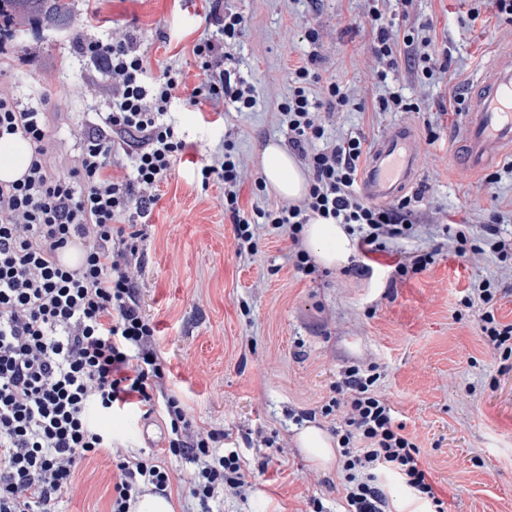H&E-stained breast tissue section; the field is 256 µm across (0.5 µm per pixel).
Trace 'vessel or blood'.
Returning <instances> with one entry per match:
<instances>
[{
    "instance_id": "obj_1",
    "label": "vessel or blood",
    "mask_w": 512,
    "mask_h": 512,
    "mask_svg": "<svg viewBox=\"0 0 512 512\" xmlns=\"http://www.w3.org/2000/svg\"><path fill=\"white\" fill-rule=\"evenodd\" d=\"M463 124L453 135V159L480 172L512 155V41L499 45L466 90ZM414 128L396 126L373 146L360 183L372 203L392 201L417 183L422 159Z\"/></svg>"
}]
</instances>
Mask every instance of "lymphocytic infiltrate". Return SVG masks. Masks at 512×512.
<instances>
[{"instance_id":"lymphocytic-infiltrate-1","label":"lymphocytic infiltrate","mask_w":512,"mask_h":512,"mask_svg":"<svg viewBox=\"0 0 512 512\" xmlns=\"http://www.w3.org/2000/svg\"><path fill=\"white\" fill-rule=\"evenodd\" d=\"M367 21L372 53L383 66L379 78L397 68L404 45L424 79L447 73V62L415 50L413 32H400L375 0ZM215 22L218 37L200 38L192 49L203 79L185 98L183 74L173 68L145 84L148 63L132 35L74 36L76 51L105 76L108 110L80 127L81 152L71 167L51 160L42 106L0 93V136H20L31 152L23 179L0 183V512H53L58 499L77 490L80 464L104 450L116 458L109 512H132L146 494L169 495L181 475L152 457L117 450L111 431L99 425L100 419L144 409L167 418V453L196 464L192 495L201 508L224 492L242 496L251 487L231 433L193 425L185 405L170 394L157 325L141 307L135 235L118 224L147 216L159 185L188 146L165 120L174 102L196 108L228 102L239 112L256 105L253 86L225 69L221 52L242 38V19L227 12ZM291 81L280 110L288 118L289 144L308 172L302 200L246 211L240 201L244 169L229 142L217 163L197 171L202 185H224V215L237 255L255 253L261 227L284 229L289 263L301 276L313 275L316 265L302 230L316 216L343 224L365 258L384 251L389 241L415 238L421 226L411 197L386 207L358 192L365 137L326 134V113L343 111L350 89L332 81L324 100L314 99L310 87L321 76L306 64ZM125 163L129 172L116 176L115 168ZM501 220L498 210L486 209L478 223L456 225L449 251L512 261V236L502 234ZM76 244L82 247L79 264L59 263V255ZM498 292V280L486 278L472 284L462 302L477 310L480 335L506 371L512 369V322L495 315ZM380 378L377 364L347 366L332 396L306 413L310 419L342 417L333 433L344 472V512H391L384 489L389 475L429 512H445L419 445L378 390Z\"/></svg>"}]
</instances>
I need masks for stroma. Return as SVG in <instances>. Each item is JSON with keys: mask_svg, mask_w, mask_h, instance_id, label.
I'll return each mask as SVG.
<instances>
[{"mask_svg": "<svg viewBox=\"0 0 512 512\" xmlns=\"http://www.w3.org/2000/svg\"><path fill=\"white\" fill-rule=\"evenodd\" d=\"M473 0H386V13L401 28H419L436 54H448L451 80L423 79L399 65L387 80L377 76L370 53L373 35L364 22L365 0H223L245 24L240 45L228 48L224 66L255 88L252 111L177 109L174 120L193 148L161 183L155 205L135 225L142 256L141 305L154 318L158 346L171 373L170 389L194 425L224 429L239 453L252 487L226 495L211 512H343V473L313 464L299 447L301 411L329 397L341 371L355 362L380 366V389L396 419L416 436L447 512H512V371L477 331V315L464 308L468 287L498 279L501 321H512V272L490 257L448 252L447 229L474 223V209L497 207L512 231V174L488 186L482 174L451 161L452 134L461 115H443V128L428 142L425 118L440 113L452 93L464 92L496 41L511 35L491 5L470 20ZM212 0H72L69 24L59 29L25 26L0 45V90L29 103H44L58 164L79 153L74 131L105 97H86L85 83L102 76L77 54L72 38L94 30L106 36L133 33L149 62L148 80L165 66L182 70L187 87L201 71L192 47L215 33ZM320 34L303 41L306 26ZM318 52L323 80L353 90L349 107L336 113L329 134L363 133L368 144L392 125H412L419 137L422 192L415 208L430 231L418 241H398L371 255L369 271L318 268L309 277L288 262L287 235L261 231L256 254L238 258L233 226L224 217V187L202 186L194 171L214 163L231 136L247 178L245 209L277 203L256 190L257 155L269 141L287 142L288 126L277 106L291 89L289 71ZM401 91L419 112H382L377 99ZM437 248L426 270L388 280L398 252ZM275 440L268 448L259 436ZM114 457L102 453L79 470L74 494L59 512H108Z\"/></svg>", "mask_w": 512, "mask_h": 512, "instance_id": "obj_1", "label": "stroma"}]
</instances>
